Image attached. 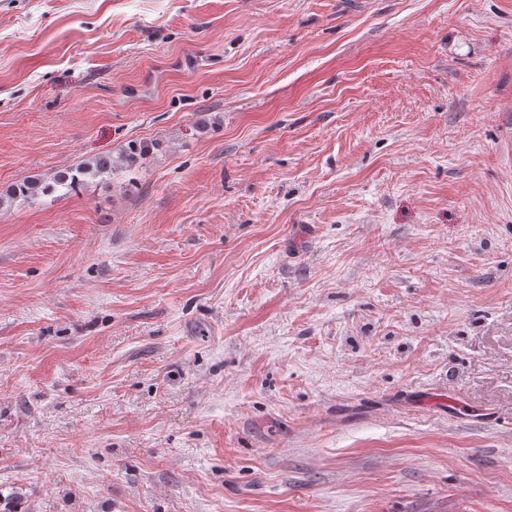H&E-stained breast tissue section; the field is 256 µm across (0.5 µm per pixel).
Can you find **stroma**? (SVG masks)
I'll list each match as a JSON object with an SVG mask.
<instances>
[{
  "mask_svg": "<svg viewBox=\"0 0 512 512\" xmlns=\"http://www.w3.org/2000/svg\"><path fill=\"white\" fill-rule=\"evenodd\" d=\"M0 493L512 512V0H0ZM144 151L145 147L141 144L131 143L118 157H94L76 166L58 170L49 179L25 177L12 184L5 192H0V207L5 202L34 200L60 191L77 192L89 179L106 177L120 166L136 165Z\"/></svg>",
  "mask_w": 512,
  "mask_h": 512,
  "instance_id": "stroma-1",
  "label": "stroma"
}]
</instances>
